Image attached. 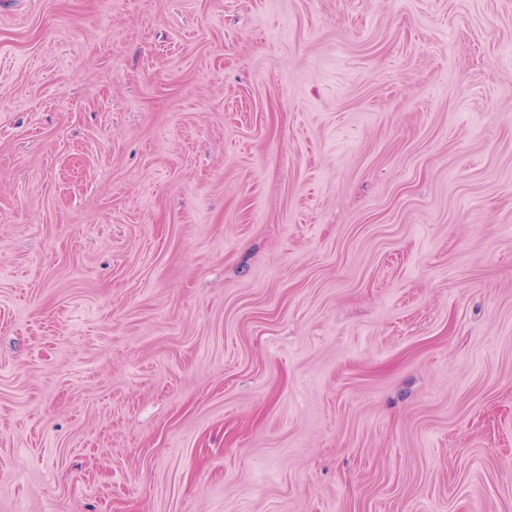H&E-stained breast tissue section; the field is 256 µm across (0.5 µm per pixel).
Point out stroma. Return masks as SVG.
<instances>
[{
	"mask_svg": "<svg viewBox=\"0 0 512 512\" xmlns=\"http://www.w3.org/2000/svg\"><path fill=\"white\" fill-rule=\"evenodd\" d=\"M0 512H512V0H0Z\"/></svg>",
	"mask_w": 512,
	"mask_h": 512,
	"instance_id": "stroma-1",
	"label": "stroma"
}]
</instances>
